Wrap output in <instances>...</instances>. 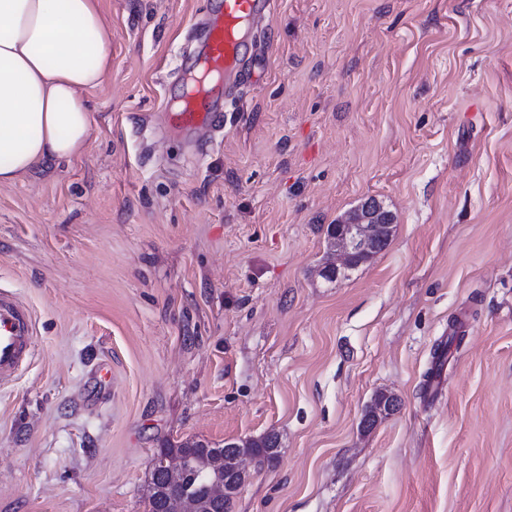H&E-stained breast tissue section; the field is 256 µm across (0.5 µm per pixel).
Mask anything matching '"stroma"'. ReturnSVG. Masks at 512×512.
<instances>
[{
  "label": "stroma",
  "mask_w": 512,
  "mask_h": 512,
  "mask_svg": "<svg viewBox=\"0 0 512 512\" xmlns=\"http://www.w3.org/2000/svg\"><path fill=\"white\" fill-rule=\"evenodd\" d=\"M212 4L101 0L84 153L0 187V512H146L158 449L269 432L232 512H512V0H276L223 134H161ZM369 197L389 245L326 282ZM34 336L29 307L14 294L0 291V381L12 379L28 359Z\"/></svg>",
  "instance_id": "1"
}]
</instances>
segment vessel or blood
<instances>
[{
	"mask_svg": "<svg viewBox=\"0 0 512 512\" xmlns=\"http://www.w3.org/2000/svg\"><path fill=\"white\" fill-rule=\"evenodd\" d=\"M273 5V0H219L205 21L204 39L178 72L180 87L166 116L168 127L185 134L223 132L229 97L257 79L249 48L255 25L271 15ZM34 336L29 307L0 291V381L12 379L28 359Z\"/></svg>",
	"mask_w": 512,
	"mask_h": 512,
	"instance_id": "vessel-or-blood-1",
	"label": "vessel or blood"
}]
</instances>
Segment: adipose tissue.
<instances>
[{
  "instance_id": "1",
  "label": "adipose tissue",
  "mask_w": 512,
  "mask_h": 512,
  "mask_svg": "<svg viewBox=\"0 0 512 512\" xmlns=\"http://www.w3.org/2000/svg\"><path fill=\"white\" fill-rule=\"evenodd\" d=\"M101 0H0V186L80 156L112 57Z\"/></svg>"
}]
</instances>
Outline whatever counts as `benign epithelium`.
Returning <instances> with one entry per match:
<instances>
[{
	"label": "benign epithelium",
	"mask_w": 512,
	"mask_h": 512,
	"mask_svg": "<svg viewBox=\"0 0 512 512\" xmlns=\"http://www.w3.org/2000/svg\"><path fill=\"white\" fill-rule=\"evenodd\" d=\"M394 228L392 213L375 199H367L349 212L344 218L329 226V243L335 251V262L330 269L322 270V277L328 282H337L348 277V271L369 260L375 253L389 244ZM255 459L249 452H241L232 460L231 466L237 475V482L226 485L216 464L204 457L195 463L198 476L207 484L214 497H235L250 473L247 461ZM181 464L172 459L152 462V471L167 472L170 481L181 479Z\"/></svg>",
	"instance_id": "benign-epithelium-1"
}]
</instances>
